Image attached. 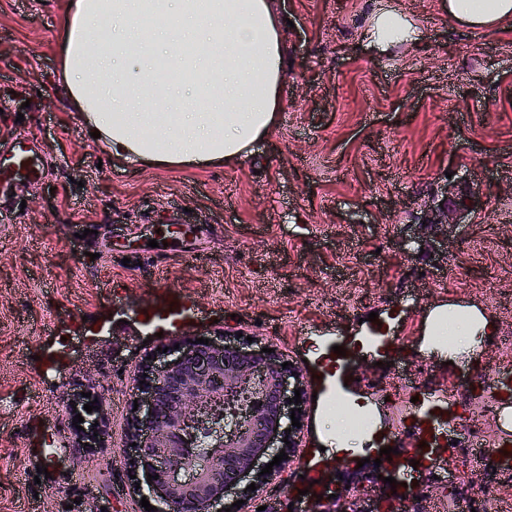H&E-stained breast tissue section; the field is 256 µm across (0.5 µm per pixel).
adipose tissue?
Returning a JSON list of instances; mask_svg holds the SVG:
<instances>
[{"label": "adipose tissue", "instance_id": "obj_1", "mask_svg": "<svg viewBox=\"0 0 512 512\" xmlns=\"http://www.w3.org/2000/svg\"><path fill=\"white\" fill-rule=\"evenodd\" d=\"M474 31L512 20V0H445ZM108 25V45L92 28ZM282 19L271 0H71L57 36L65 90L113 160L160 168L245 159L282 105ZM414 25L391 8L370 37L388 51Z\"/></svg>", "mask_w": 512, "mask_h": 512}]
</instances>
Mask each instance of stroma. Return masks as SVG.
<instances>
[{
    "label": "stroma",
    "mask_w": 512,
    "mask_h": 512,
    "mask_svg": "<svg viewBox=\"0 0 512 512\" xmlns=\"http://www.w3.org/2000/svg\"><path fill=\"white\" fill-rule=\"evenodd\" d=\"M66 2L0 0V139H37L46 174L0 223V512H144L120 456L133 375L176 335L229 331L292 361L309 394L302 451L256 506L301 512L309 470L380 512L394 464L368 447L336 464V417L311 398L315 351L365 334L373 311L405 337L387 368L345 376L381 436L411 427L400 409L456 370L498 368L512 341V20L473 32L443 0H391L417 39L384 54L369 37L384 0H272L292 22L274 130L237 163L130 168L69 104L56 44ZM440 204L456 225L439 223ZM183 210L217 233L155 269L141 254ZM162 281L188 295L193 322L152 338L138 315ZM438 305L491 318V341L455 358L429 350ZM77 390L99 398L92 448L73 425ZM411 481L424 512L477 485L512 512V481L489 468L451 484L421 464Z\"/></svg>",
    "instance_id": "obj_1"
}]
</instances>
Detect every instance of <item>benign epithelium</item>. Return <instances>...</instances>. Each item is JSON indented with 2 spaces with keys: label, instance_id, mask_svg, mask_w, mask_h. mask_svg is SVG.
Listing matches in <instances>:
<instances>
[{
  "label": "benign epithelium",
  "instance_id": "1",
  "mask_svg": "<svg viewBox=\"0 0 512 512\" xmlns=\"http://www.w3.org/2000/svg\"><path fill=\"white\" fill-rule=\"evenodd\" d=\"M174 342L179 348L147 361L135 376L139 407L123 462L160 504L157 512H218L230 493L244 500L239 512H248L300 447L301 429L290 415L302 413L291 412L289 399L297 389L305 393L301 374L238 336ZM274 449L288 458L263 475ZM149 474L158 479L147 480ZM252 483L254 491L247 489Z\"/></svg>",
  "mask_w": 512,
  "mask_h": 512
}]
</instances>
